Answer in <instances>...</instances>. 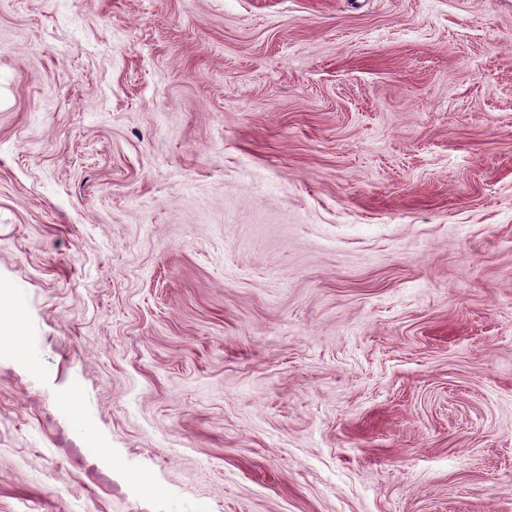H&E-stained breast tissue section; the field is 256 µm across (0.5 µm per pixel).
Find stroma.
<instances>
[{"label":"stroma","instance_id":"stroma-1","mask_svg":"<svg viewBox=\"0 0 512 512\" xmlns=\"http://www.w3.org/2000/svg\"><path fill=\"white\" fill-rule=\"evenodd\" d=\"M1 292L0 512H512V0H0Z\"/></svg>","mask_w":512,"mask_h":512}]
</instances>
